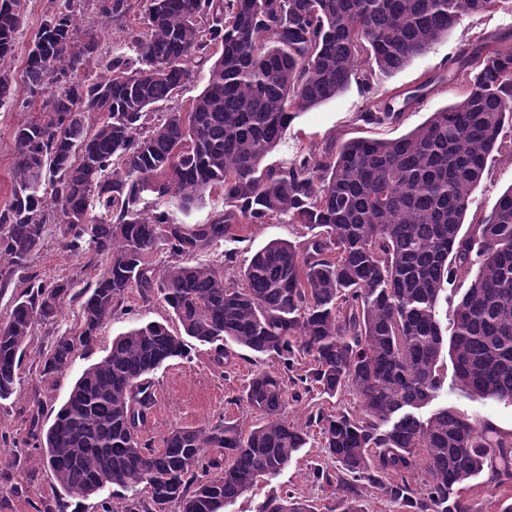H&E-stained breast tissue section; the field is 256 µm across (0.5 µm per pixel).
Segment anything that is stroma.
<instances>
[{"label": "stroma", "instance_id": "obj_1", "mask_svg": "<svg viewBox=\"0 0 512 512\" xmlns=\"http://www.w3.org/2000/svg\"><path fill=\"white\" fill-rule=\"evenodd\" d=\"M65 0H27V27L18 39L13 57L0 61V68L21 73L26 49L45 14ZM82 25L94 28L104 53L122 51L126 41L120 28L106 20L97 0H79ZM512 32V13L500 10L463 16L451 35L417 56L401 71L376 77L371 90L353 86L311 111L302 113L284 132L275 151L269 156L272 164L291 160L297 153L321 151L329 140L339 142L355 137L394 139L422 124L431 114L452 104L464 92L458 83L442 82L448 59L462 44L490 41L504 32ZM430 89L405 110L394 124L371 126L360 121L367 107L386 99L397 91H411L422 83ZM48 109L46 96H34L25 84H18L13 105L0 108V207L8 203L12 189L14 165L13 131L23 120L32 119ZM512 186V161L504 157L494 160L480 185L473 193L474 210H490L496 199ZM300 226L280 221L249 226L242 238L229 239L213 247L207 260L221 261L224 251L232 250L239 260H247L261 246L273 239L297 240ZM60 227L48 225L42 247L35 256L31 270L51 281L60 277L73 279L77 287L94 283L97 270L82 267L75 257L59 245ZM124 313L105 321L91 349L77 352L72 367L53 377L39 371L41 354L51 335L70 333L79 319L78 303L65 305L52 328L36 326L25 349L21 380L16 393L0 401V512H125L134 493L117 486H106L98 495L79 498L67 495L55 483L50 470L37 462V453L27 447L28 418L41 411L45 422H52L57 409L65 402L82 371L107 355L112 340L129 327L148 321H164L169 317L159 302L144 303L138 291L125 296ZM275 360L242 352L231 366L221 369L211 360L209 347L190 342L186 358L169 362L153 376L155 406L148 423L141 431L143 441L161 446L166 434L180 427H204L224 420L248 429L260 423L261 417L241 399V391L251 375L260 370H276ZM435 406H449L470 415H480L505 432H512V406L474 400L455 380L447 379L434 401ZM318 438H311L292 463L276 477L264 479L244 493L228 512H254L271 491H285L307 504L323 508L325 491L313 482L314 466H329Z\"/></svg>", "mask_w": 512, "mask_h": 512}]
</instances>
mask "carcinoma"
<instances>
[{
	"mask_svg": "<svg viewBox=\"0 0 512 512\" xmlns=\"http://www.w3.org/2000/svg\"><path fill=\"white\" fill-rule=\"evenodd\" d=\"M124 24L132 0H99ZM142 31L127 51L102 56L99 39L65 6L45 16L23 78L50 108L13 133L12 200L0 209V290L28 269L46 226L62 250L100 270L76 291L69 278L27 275L0 321V400L16 392L35 326H50L65 303L79 322L52 338L44 376L67 371L77 347L135 288L163 302L178 328L138 324L74 383L53 424L29 419L39 461L63 491L89 498L109 483L139 492L126 512H226L246 490L292 462L316 427L335 463L311 478L327 491V512H365L374 488L401 512H472L461 495L489 471L512 484V433L441 407L444 336L455 376L484 401L512 404V188L462 231L493 154L512 158V33L467 44L448 62L465 86L454 103L395 139H332L279 165L266 163L300 114L344 93L371 88L447 38L462 15L512 12V0H138ZM24 0H0V60L14 54ZM103 73L79 78L91 61ZM204 67L206 85L186 110L160 116ZM0 71V106L14 94ZM370 105L367 125L396 123L427 91ZM96 126L86 125L89 116ZM224 191V209L203 224H178L147 210L148 196L185 213ZM286 220L298 242L271 240L240 269L237 257L198 255L244 224ZM165 250L155 265L149 254ZM464 292L449 325L440 302ZM230 364L233 347L278 361L259 371L242 399L263 416L245 430L219 421L169 432L162 446L140 439L155 404L153 373L187 355V339ZM292 392H287V389ZM351 390L357 412L311 408L299 426L280 418L286 398ZM423 472L427 480L414 484ZM255 512H314L288 492H271Z\"/></svg>",
	"mask_w": 512,
	"mask_h": 512,
	"instance_id": "carcinoma-1",
	"label": "carcinoma"
}]
</instances>
